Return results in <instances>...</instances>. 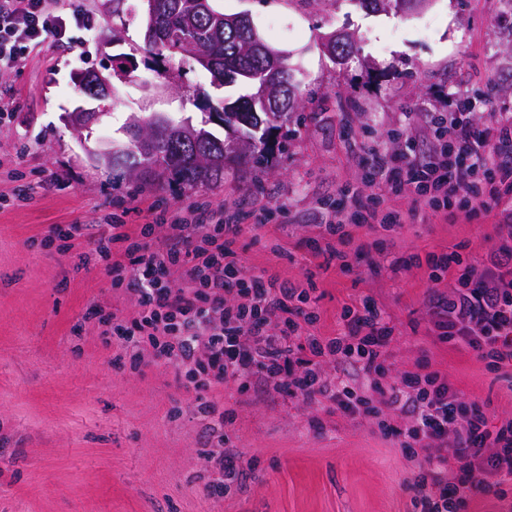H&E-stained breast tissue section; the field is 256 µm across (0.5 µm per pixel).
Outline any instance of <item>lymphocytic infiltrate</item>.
I'll return each instance as SVG.
<instances>
[{
	"mask_svg": "<svg viewBox=\"0 0 512 512\" xmlns=\"http://www.w3.org/2000/svg\"><path fill=\"white\" fill-rule=\"evenodd\" d=\"M94 27L71 0H0V72L23 69L46 41L69 44L75 31ZM432 133L424 159L378 144L368 150V185L391 184L409 207L366 196L353 210L298 225L294 246L348 270V225L387 238L384 261L416 217L455 210L469 222L491 221L480 260L457 250L427 254L424 316L437 344L471 350L512 383V113L481 120L461 95L454 112L434 118ZM192 214L160 216L134 235L116 223L89 242L112 288L136 302L132 319L106 318L131 371L149 357L172 364L206 410L230 386L258 397L288 393L312 428L324 412L372 423L413 470L414 512H468L478 492L512 496V417L490 424L483 404L427 355L396 363L397 323L372 298L344 305L335 335L317 334L310 289L247 269L236 244L251 225L208 202Z\"/></svg>",
	"mask_w": 512,
	"mask_h": 512,
	"instance_id": "lymphocytic-infiltrate-1",
	"label": "lymphocytic infiltrate"
}]
</instances>
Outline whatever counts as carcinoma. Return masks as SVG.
<instances>
[{
  "instance_id": "carcinoma-1",
  "label": "carcinoma",
  "mask_w": 512,
  "mask_h": 512,
  "mask_svg": "<svg viewBox=\"0 0 512 512\" xmlns=\"http://www.w3.org/2000/svg\"><path fill=\"white\" fill-rule=\"evenodd\" d=\"M148 44L164 65H180L183 58L210 75L217 88L242 84L254 92L228 102L221 100L207 113L252 147L250 163L261 169L274 151H288L289 131L278 123L295 112V84L288 58L279 56L253 28L226 15L213 0H154ZM133 148L112 155L116 178L133 172L152 175L163 189L209 188L224 182L231 158L226 139L190 120L158 117L148 131L129 124Z\"/></svg>"
}]
</instances>
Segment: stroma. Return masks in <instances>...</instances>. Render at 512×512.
Instances as JSON below:
<instances>
[{"mask_svg": "<svg viewBox=\"0 0 512 512\" xmlns=\"http://www.w3.org/2000/svg\"><path fill=\"white\" fill-rule=\"evenodd\" d=\"M80 3L96 21L93 37L46 44L22 70L0 74V100L16 108L0 122V512H412L407 462L367 423L326 414L315 431L288 394L254 404L231 387L210 414L169 365L114 367L119 351L106 343L100 317L133 315L135 305L113 290L83 241L103 234L111 215L135 230L202 200L254 224L262 200L268 228L238 247L250 270L314 282L319 334H335L344 303L374 296L399 323L397 360L427 354L491 418L512 412L505 379L471 351L433 344L422 313L426 266L398 276L385 265L370 269L375 237L364 229L356 232L364 253L349 271L294 249L292 237L296 223L350 207L352 197L370 191L390 200L387 184L365 188L354 144L406 150V131L454 111L461 94L475 111L512 113V10L492 0H431L416 12L367 9L359 0H218L225 14L248 15L287 56L308 117L268 168L233 167L221 187L172 192L138 177L113 182L107 157L130 146L126 124L159 115L197 121L196 99H234L244 89H215L195 67L158 76L143 0H124L119 21L112 0ZM333 33L354 41L346 63L327 52ZM121 56L137 71L114 69ZM87 70L109 78L104 99L82 93L76 76ZM78 108L99 114L83 136L67 125ZM59 224L82 225V243L42 248ZM490 231L442 212L408 226L398 254L457 249L476 260ZM276 243L284 254L273 252ZM228 411L233 422L220 424ZM219 424L251 463L243 487L225 496L210 493L216 470L201 458L208 428Z\"/></svg>", "mask_w": 512, "mask_h": 512, "instance_id": "1", "label": "stroma"}]
</instances>
